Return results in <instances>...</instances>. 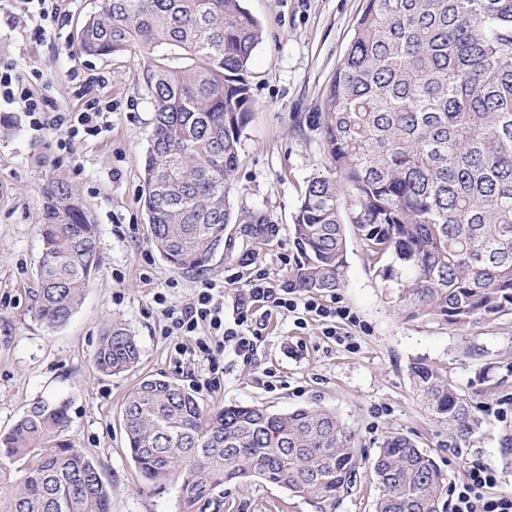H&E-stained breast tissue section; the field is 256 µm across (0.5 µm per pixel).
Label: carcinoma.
<instances>
[{"instance_id":"carcinoma-1","label":"carcinoma","mask_w":512,"mask_h":512,"mask_svg":"<svg viewBox=\"0 0 512 512\" xmlns=\"http://www.w3.org/2000/svg\"><path fill=\"white\" fill-rule=\"evenodd\" d=\"M261 39L242 0H102L77 38L80 54L137 58L155 112L141 201L152 244L176 269L209 270L229 224L252 244L273 233L229 201ZM322 131L328 165L293 217L291 287L342 288L353 236L409 318L464 328L512 313V0H365L324 92ZM43 198L34 314L57 327L96 273L97 225L65 181L49 179ZM139 357L114 321L94 364L119 374ZM410 376L437 422L463 438L478 429L476 407L447 375L418 362ZM122 420L146 478H181L180 512H219L217 489L248 478L334 512L356 475L350 438L323 409L208 408L149 377ZM68 423L66 401L41 398L0 432V512H109L110 490ZM372 470L376 512H443L447 475L409 438L387 437Z\"/></svg>"}]
</instances>
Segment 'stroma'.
Segmentation results:
<instances>
[{
  "instance_id": "obj_1",
  "label": "stroma",
  "mask_w": 512,
  "mask_h": 512,
  "mask_svg": "<svg viewBox=\"0 0 512 512\" xmlns=\"http://www.w3.org/2000/svg\"><path fill=\"white\" fill-rule=\"evenodd\" d=\"M363 0H245L260 22L263 40L250 62L258 105L239 145L240 165L230 203L235 211L262 216L275 232L253 249L235 226L231 246L207 272L174 269L154 248L140 203L143 164L153 129V105L130 55L93 58L72 49L100 0H53L61 22L41 42L27 27L37 6L8 0L0 13V56L38 68L35 94L53 97L67 112H81L86 97L112 105L103 131L57 146L53 129L30 127L15 105L0 104V431L9 429L41 397L68 404V436L92 457L111 489V512H179V479L147 480L134 464L122 425L126 395L144 378L166 377L208 407L261 405L273 412L319 407L336 415L351 436L356 479L335 512H375L381 488L370 463L383 439L402 434L433 458L452 485L474 460L493 465L500 478L492 496H512V447L501 445L512 414L500 412L506 393L488 382L512 383V315L457 329L423 317L406 318L396 288L377 276L367 256L350 245L343 287L335 296L348 318L337 320L339 339L325 336L314 313L284 315L273 304L254 308L261 334L253 352L232 348L213 359L180 354L168 335L165 309L191 306L210 283L214 301L232 308L236 285L265 272L268 285H288L296 250L292 217L309 179L328 163L320 112L323 92L350 39ZM14 25H7V18ZM68 181L92 211L99 229V266L67 323L49 327L34 315L41 241L36 219L49 178ZM131 330L140 360L117 375L96 371L94 353L107 323ZM425 361L480 404V429L459 438L436 422L415 396L414 362ZM223 372L212 377L210 362ZM223 512H316L304 500L258 479L225 484Z\"/></svg>"
}]
</instances>
